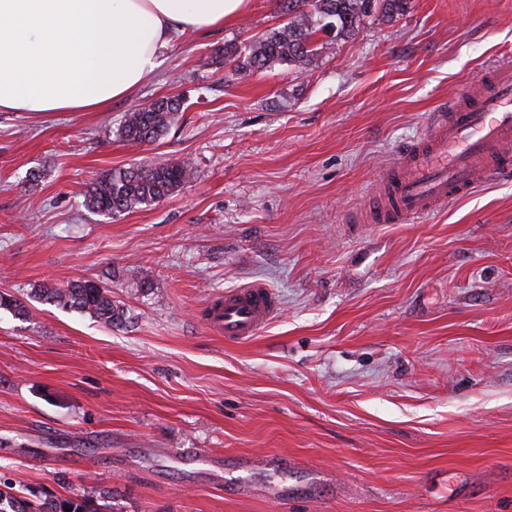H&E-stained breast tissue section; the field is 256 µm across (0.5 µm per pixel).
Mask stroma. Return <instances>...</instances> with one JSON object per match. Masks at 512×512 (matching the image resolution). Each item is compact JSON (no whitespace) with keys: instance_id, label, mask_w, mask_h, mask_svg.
Instances as JSON below:
<instances>
[{"instance_id":"stroma-1","label":"stroma","mask_w":512,"mask_h":512,"mask_svg":"<svg viewBox=\"0 0 512 512\" xmlns=\"http://www.w3.org/2000/svg\"><path fill=\"white\" fill-rule=\"evenodd\" d=\"M278 0L175 40L102 112H0V481L93 512H512V176L410 224L353 223L400 150L512 64V0H411L317 67L225 79L217 49ZM186 107L158 141L136 105ZM190 161L160 203L87 210L99 173ZM39 172L31 181V172ZM106 283V326L34 297ZM254 280L278 315L246 342L207 321ZM267 456L284 459L273 469ZM180 97H162L127 112L120 127V136L128 144L141 145L163 136L182 112Z\"/></svg>"}]
</instances>
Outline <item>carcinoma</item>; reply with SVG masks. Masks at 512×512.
Here are the masks:
<instances>
[{
    "mask_svg": "<svg viewBox=\"0 0 512 512\" xmlns=\"http://www.w3.org/2000/svg\"><path fill=\"white\" fill-rule=\"evenodd\" d=\"M410 0H279L286 21L279 27L242 45H226L224 66L230 71L262 70L274 64H287L300 73L314 69L321 57L315 35L330 38L353 36L364 18L381 13L390 19L407 11ZM181 98L162 97L126 113L120 127L122 139L132 145L154 142L163 136L182 112ZM192 176L186 162L139 163L113 169L96 178L85 193V206L111 218L140 206L156 204L170 196ZM37 299L62 309L77 310L108 326L126 321L123 305L112 300V291L92 280H75L65 286L44 284L35 289ZM0 308L18 316L26 306L8 293L0 294ZM84 512L87 501L73 499H19L0 490V512Z\"/></svg>",
    "mask_w": 512,
    "mask_h": 512,
    "instance_id": "1",
    "label": "carcinoma"
}]
</instances>
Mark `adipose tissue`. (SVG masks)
Returning <instances> with one entry per match:
<instances>
[{
  "label": "adipose tissue",
  "mask_w": 512,
  "mask_h": 512,
  "mask_svg": "<svg viewBox=\"0 0 512 512\" xmlns=\"http://www.w3.org/2000/svg\"><path fill=\"white\" fill-rule=\"evenodd\" d=\"M250 0H0V112L102 111Z\"/></svg>",
  "instance_id": "obj_1"
}]
</instances>
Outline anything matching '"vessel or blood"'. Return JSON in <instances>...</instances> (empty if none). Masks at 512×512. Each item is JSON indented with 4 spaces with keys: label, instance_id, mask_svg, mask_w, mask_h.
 Wrapping results in <instances>:
<instances>
[{
    "label": "vessel or blood",
    "instance_id": "1",
    "mask_svg": "<svg viewBox=\"0 0 512 512\" xmlns=\"http://www.w3.org/2000/svg\"><path fill=\"white\" fill-rule=\"evenodd\" d=\"M491 172H512V65L468 87L386 169L369 212L378 224H405L467 197ZM280 308L261 281L212 300L208 321L225 338L246 341Z\"/></svg>",
    "mask_w": 512,
    "mask_h": 512
}]
</instances>
